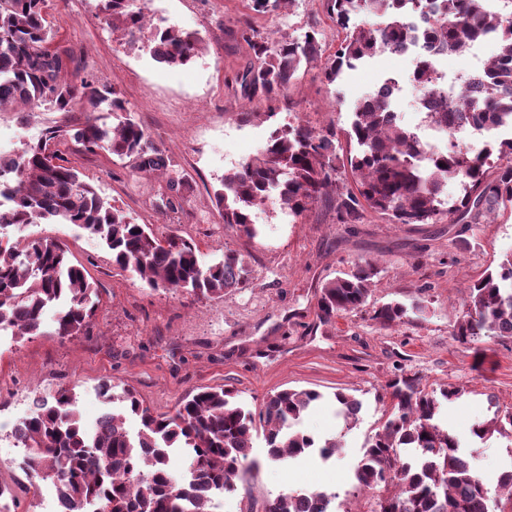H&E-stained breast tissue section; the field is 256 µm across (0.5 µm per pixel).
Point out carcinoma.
<instances>
[{"mask_svg":"<svg viewBox=\"0 0 512 512\" xmlns=\"http://www.w3.org/2000/svg\"><path fill=\"white\" fill-rule=\"evenodd\" d=\"M336 23L344 31L334 59L323 67L333 83L343 68L377 54L396 52L407 36L405 19L421 14L427 35L441 56L460 55L488 32L498 39L497 52L484 70L465 83L453 98L442 96L434 83L431 58L416 61L412 81L434 97L427 121L448 131L447 146L421 164L424 146L417 133L392 119L390 104L369 92L352 106L349 140L357 151L346 155L353 184L333 177L340 160L334 128L317 131L309 125L275 129L259 155L224 174L214 203L224 223L246 236L256 232L252 211L275 195L280 208L300 216L315 202L334 198L336 219L355 223L362 211L383 213L398 224H434L446 216L450 224H486L505 202L512 203V137L499 143L494 175L486 166L492 146L480 150L458 145L457 130L469 124L512 132V0H500L496 13L484 0H330ZM133 0H101L102 10L120 26L129 42L147 26ZM48 0H0V112L20 106L28 116L49 104L68 113L83 106L84 121L47 127L22 154H0V330L12 335L41 332L49 309L55 310V333L79 336L87 331L98 297L84 268L68 258L66 245L50 238L3 243L1 233L26 224H75L112 252V264L136 274L148 285L171 288L197 298H221L247 286V269L237 253L206 264L194 243L178 234L159 237L137 224L115 205L104 202L82 179L60 146L72 144L94 153L105 151L147 178L167 169L162 150L130 114L115 88L77 80L69 70L73 52L56 43L57 31L47 20ZM363 12L380 19L349 28L350 14ZM242 38L258 65L240 78L243 96L273 101L296 78L302 66L318 60L317 31L301 39L255 40L251 20L240 22ZM153 58L167 66L183 65L202 50L193 32L164 28L152 40ZM457 181L461 195L448 199V183ZM375 264L366 261L344 277L324 283L318 298L321 318L364 306ZM466 311L452 331L460 339L497 336L512 339V253L497 268L468 288ZM423 307L392 302L374 311L383 329L410 321ZM391 407L382 429L368 438L354 471L357 490L383 489L373 512H485L484 502L508 492L512 470L490 489L458 439L435 422L444 404L462 390L446 386L426 392L418 377L402 375L389 384ZM100 395L107 405L120 401L123 410L106 409L96 423L83 421L71 390L33 402L28 416L15 425L12 437L24 449L26 467L56 488L64 512H212L213 498L232 493L257 468L250 454L263 433L272 462L305 457L313 452L327 460L340 447L334 438L317 439L297 429L321 394L285 388L267 396L255 414L236 400L228 387L192 391L173 412L156 414L134 391L114 392L104 383ZM337 416L355 423L363 408L359 398L334 394ZM138 420L132 434L127 417ZM512 432V409L472 428L479 441L494 433ZM192 459L189 476L176 475V452ZM334 496L320 492L314 504L295 492L281 493L265 503L264 512H331Z\"/></svg>","mask_w":512,"mask_h":512,"instance_id":"obj_1","label":"carcinoma"}]
</instances>
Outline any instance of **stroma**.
<instances>
[{
	"label": "stroma",
	"instance_id": "1",
	"mask_svg": "<svg viewBox=\"0 0 512 512\" xmlns=\"http://www.w3.org/2000/svg\"><path fill=\"white\" fill-rule=\"evenodd\" d=\"M150 26L128 46L99 8V0H52L49 19L58 39L74 52L71 72L116 87L167 159V174L146 179L104 152L73 155L72 161L108 202L120 205L139 224L160 236L175 232L192 240L205 263L226 250L248 264L249 284L219 299H197L151 288L112 264L98 241L71 224H29L11 228L13 238L48 237L65 242L69 259L83 266L100 302L87 334L63 338L46 320L42 335L0 336V481L29 483L24 450L11 430L26 417L36 393L61 387L77 395V409L93 422L104 404L98 388L111 382L133 389L157 412H173L189 391L227 386L251 410L280 389H314L323 399L304 418L305 429L336 438L335 456L266 459L263 439L251 456L258 467L235 492L224 495L220 512H263L266 500L285 491L333 493L335 512H372L374 497L353 489V471L367 438L377 432L389 408L387 384L400 373L414 374L424 390L461 388L443 408L441 428L468 441L475 423L512 408V340L484 336L461 341L452 331L464 311L463 295L486 270L512 252V205L488 224H396L365 211L355 224H341L336 206L321 201L294 217L278 206L262 211L258 233L249 238L225 224L213 191L225 172L241 168L265 146L276 125L301 120L316 130H349L351 103L384 77H408L413 62L385 53L344 70L336 83L322 76L343 37L328 0H293L276 12L252 17L261 36L303 37L316 30L319 63L300 72L283 97L244 100L239 79L252 62L240 37L246 0H135ZM249 15V14H248ZM194 32L203 50L186 65L157 63L150 51L153 28ZM81 107L69 115L43 110L21 121L16 110L0 112V127L16 131L10 150L19 153L43 130L62 119L83 122ZM184 178L182 206L156 207L167 178ZM371 261L378 268L366 304L322 322L320 286ZM421 303L412 322L383 329L372 315L380 305ZM343 391L363 402L356 424L335 413ZM487 481L512 467V439L493 435L473 445Z\"/></svg>",
	"mask_w": 512,
	"mask_h": 512
}]
</instances>
